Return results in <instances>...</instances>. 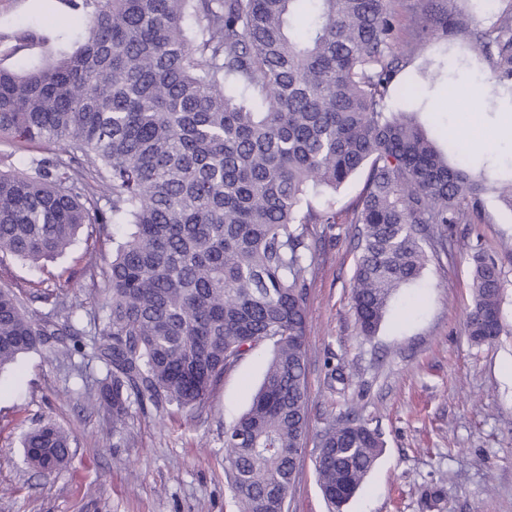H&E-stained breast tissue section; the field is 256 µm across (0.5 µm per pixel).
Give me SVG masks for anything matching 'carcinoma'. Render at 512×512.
Here are the masks:
<instances>
[{"mask_svg": "<svg viewBox=\"0 0 512 512\" xmlns=\"http://www.w3.org/2000/svg\"><path fill=\"white\" fill-rule=\"evenodd\" d=\"M85 20L73 48L23 71L0 66V135L60 146L0 171V256L34 267L61 255L86 224L112 225L108 292L93 355L96 396L113 431L142 414L203 407L249 352L271 356L248 410L224 429L238 512H281L308 428L307 276L312 224L336 223L334 194L366 173L348 210L357 255L351 309L377 334L389 302L448 254V228L469 224L486 197L512 211V169L448 160L415 112L387 99L417 40L465 34L488 62L484 103L512 104V3L484 21L469 0H417L400 36L390 0H65ZM434 18L436 28L428 25ZM428 69L402 86L415 96ZM466 332H505L502 262L480 252ZM80 316L38 321L0 288V370L54 341ZM71 435L53 421L22 442L51 474ZM379 433L344 414L319 435L316 471L332 509L378 458Z\"/></svg>", "mask_w": 512, "mask_h": 512, "instance_id": "1", "label": "carcinoma"}]
</instances>
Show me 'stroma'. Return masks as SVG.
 Returning <instances> with one entry per match:
<instances>
[{
    "instance_id": "1",
    "label": "stroma",
    "mask_w": 512,
    "mask_h": 512,
    "mask_svg": "<svg viewBox=\"0 0 512 512\" xmlns=\"http://www.w3.org/2000/svg\"><path fill=\"white\" fill-rule=\"evenodd\" d=\"M83 18L60 0H0V62L20 68L44 55L56 36L76 32ZM39 36L29 55L12 54L11 35ZM459 47L421 45L401 73L442 64L423 98L391 95V112L419 111L434 133L448 130L471 145L492 136L498 162L512 160V112H488L482 97L460 101V86L478 82L486 63L462 69ZM363 177L341 188L334 224H314L306 339L309 431L288 512H330L315 470L318 435L326 420L352 413L384 443L374 468L344 512H512V213L488 201L455 239L502 258L507 333L492 345L473 343L465 322L472 304L467 257L431 261L423 277L391 302L376 336H358L351 312L356 252L353 225L344 223ZM112 258V231L84 225L60 257L33 269L0 258V287L22 290L27 309L45 317L80 308L79 342L89 343L106 292L92 276L90 253ZM268 349L244 356L227 371L206 405L163 418L131 408L121 431L112 412L89 406L104 374L89 355L45 347L0 373V512H237L225 476L224 428L250 405L265 372ZM51 419L73 438L67 467L52 475L32 469L21 441Z\"/></svg>"
}]
</instances>
